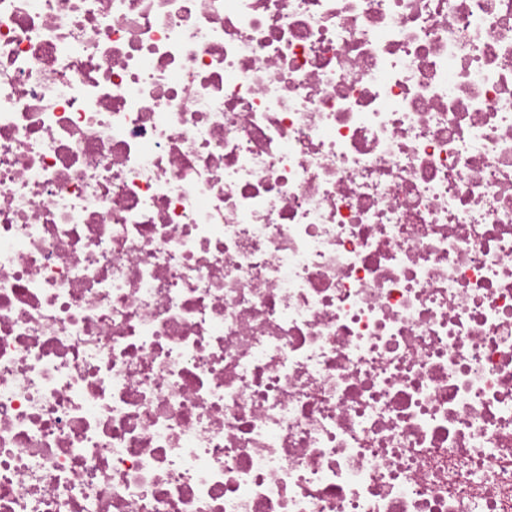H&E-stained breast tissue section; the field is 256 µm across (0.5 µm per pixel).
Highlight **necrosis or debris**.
<instances>
[{"label": "necrosis or debris", "mask_w": 512, "mask_h": 512, "mask_svg": "<svg viewBox=\"0 0 512 512\" xmlns=\"http://www.w3.org/2000/svg\"><path fill=\"white\" fill-rule=\"evenodd\" d=\"M0 512H512V0H0Z\"/></svg>", "instance_id": "necrosis-or-debris-1"}]
</instances>
